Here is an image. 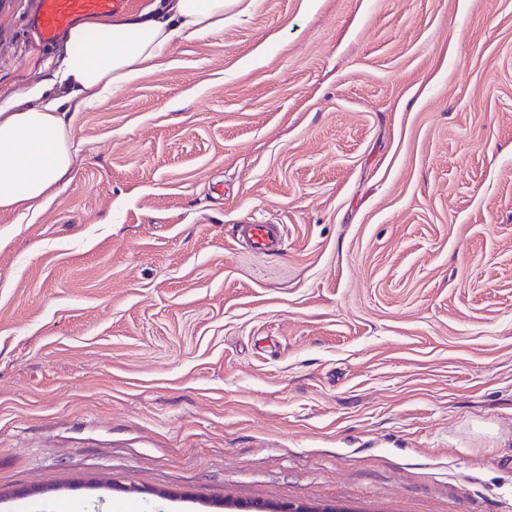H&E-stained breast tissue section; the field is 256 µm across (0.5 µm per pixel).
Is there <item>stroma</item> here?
<instances>
[{
    "label": "stroma",
    "instance_id": "35a3bbf8",
    "mask_svg": "<svg viewBox=\"0 0 512 512\" xmlns=\"http://www.w3.org/2000/svg\"><path fill=\"white\" fill-rule=\"evenodd\" d=\"M71 131L0 210V512H512V0H240ZM246 231L255 253L264 255L274 247L277 233L275 224H246Z\"/></svg>",
    "mask_w": 512,
    "mask_h": 512
}]
</instances>
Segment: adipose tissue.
I'll return each mask as SVG.
<instances>
[{"instance_id":"adipose-tissue-1","label":"adipose tissue","mask_w":512,"mask_h":512,"mask_svg":"<svg viewBox=\"0 0 512 512\" xmlns=\"http://www.w3.org/2000/svg\"><path fill=\"white\" fill-rule=\"evenodd\" d=\"M235 0H156L137 15L91 18L66 33L65 55L25 100L0 105V209H38L73 164L63 104L80 108L137 80L178 36L224 27Z\"/></svg>"}]
</instances>
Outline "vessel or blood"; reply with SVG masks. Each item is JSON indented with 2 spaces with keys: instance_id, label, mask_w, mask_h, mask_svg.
<instances>
[{
  "instance_id": "vessel-or-blood-1",
  "label": "vessel or blood",
  "mask_w": 512,
  "mask_h": 512,
  "mask_svg": "<svg viewBox=\"0 0 512 512\" xmlns=\"http://www.w3.org/2000/svg\"><path fill=\"white\" fill-rule=\"evenodd\" d=\"M129 6L130 0H37L29 27L41 43L49 45L78 18L108 15ZM246 231L255 253L263 255L273 248L276 225L250 224Z\"/></svg>"
}]
</instances>
